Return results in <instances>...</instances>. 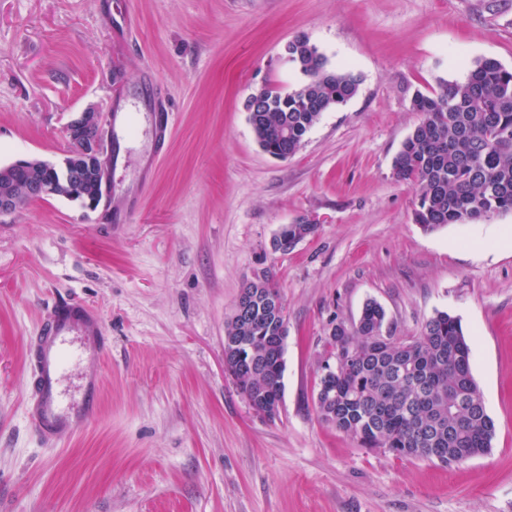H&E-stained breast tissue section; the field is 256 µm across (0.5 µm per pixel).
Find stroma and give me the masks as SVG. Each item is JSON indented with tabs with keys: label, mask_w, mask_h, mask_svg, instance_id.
I'll return each instance as SVG.
<instances>
[{
	"label": "stroma",
	"mask_w": 512,
	"mask_h": 512,
	"mask_svg": "<svg viewBox=\"0 0 512 512\" xmlns=\"http://www.w3.org/2000/svg\"><path fill=\"white\" fill-rule=\"evenodd\" d=\"M129 15L125 36L109 17ZM305 34L357 73L292 157L258 147L245 110L263 84L295 86L284 49ZM512 68V0H0V165L60 160L80 112L123 98L138 128L108 209L62 198L0 218V512H512V213L424 232L416 185L392 161L419 123L411 99L476 59ZM172 114L150 187L144 81ZM314 233L273 251L281 225ZM269 272L286 305L284 394L257 415L224 371V324ZM95 309L104 359L97 415L62 447L27 422L26 345L56 302ZM380 303L397 335L436 312L473 339L472 373L496 424L458 465L358 442L316 410L324 338Z\"/></svg>",
	"instance_id": "35a3bbf8"
}]
</instances>
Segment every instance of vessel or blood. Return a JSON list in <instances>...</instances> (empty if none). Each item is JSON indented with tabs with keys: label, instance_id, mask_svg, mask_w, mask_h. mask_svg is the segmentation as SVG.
I'll list each match as a JSON object with an SVG mask.
<instances>
[{
	"label": "vessel or blood",
	"instance_id": "b4317fda",
	"mask_svg": "<svg viewBox=\"0 0 512 512\" xmlns=\"http://www.w3.org/2000/svg\"><path fill=\"white\" fill-rule=\"evenodd\" d=\"M172 126L171 112L154 108L151 129L156 150L166 147ZM106 350L107 339L100 330L99 319L86 304L69 299L54 305L43 316L40 330L28 348V357L35 368L30 424L47 443L69 438L96 411L97 378L85 381L79 401H68L62 393L60 381L68 359L97 360Z\"/></svg>",
	"mask_w": 512,
	"mask_h": 512
}]
</instances>
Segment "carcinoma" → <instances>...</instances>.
<instances>
[{"label":"carcinoma","instance_id":"obj_1","mask_svg":"<svg viewBox=\"0 0 512 512\" xmlns=\"http://www.w3.org/2000/svg\"><path fill=\"white\" fill-rule=\"evenodd\" d=\"M285 53L303 81L295 88L265 86L251 97L255 138L282 159L294 156L320 115L354 97L360 78L331 69L308 37ZM416 91L420 122L393 158L396 178L419 187L415 221L426 233L512 212V68L493 58L471 65L462 80L438 78ZM316 225L285 224L276 242L312 234ZM245 315L224 326V370L250 407L276 415L283 397L286 307L268 277L247 282ZM326 342L328 371L317 389L321 419L362 447L399 457L460 463L492 448L496 426L472 374V342L461 319L438 311L419 335H396L383 307L364 303L358 321L336 323Z\"/></svg>","mask_w":512,"mask_h":512}]
</instances>
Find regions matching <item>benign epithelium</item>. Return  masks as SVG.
<instances>
[{
  "instance_id": "obj_1",
  "label": "benign epithelium",
  "mask_w": 512,
  "mask_h": 512,
  "mask_svg": "<svg viewBox=\"0 0 512 512\" xmlns=\"http://www.w3.org/2000/svg\"><path fill=\"white\" fill-rule=\"evenodd\" d=\"M105 124L103 112L84 111L65 128L69 149L61 162L18 159L0 166V178L7 185L0 194V216L9 215L32 200L50 197H63L96 209L100 198L87 194L85 186L109 167Z\"/></svg>"
}]
</instances>
